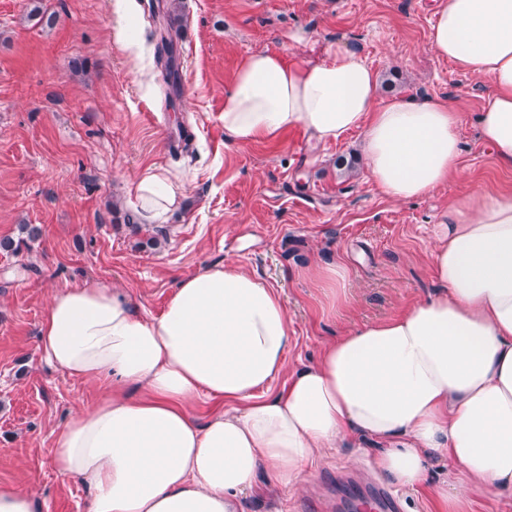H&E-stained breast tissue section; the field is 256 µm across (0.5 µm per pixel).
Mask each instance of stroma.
Returning <instances> with one entry per match:
<instances>
[{"label": "stroma", "instance_id": "1", "mask_svg": "<svg viewBox=\"0 0 512 512\" xmlns=\"http://www.w3.org/2000/svg\"><path fill=\"white\" fill-rule=\"evenodd\" d=\"M113 0H0V487L28 492L36 512H84L89 496L58 476L52 450L73 412L101 386L43 360L39 324L51 294L102 282L138 312L161 315L178 281L235 261L273 286L288 311L287 367L313 364L350 328L391 317L438 291L433 227L461 195L512 190L479 137L489 82L428 47L435 0H156L176 38L157 56L155 25L137 0L135 63L114 39ZM308 31L298 43L291 32ZM360 49L379 96L453 101L463 116L458 173L427 196L395 202L366 175L360 131L315 144L301 129L276 144L224 134V92L249 54L316 57ZM157 166L188 198L162 229L124 204V186ZM38 230L29 238L28 227ZM342 260L348 299L328 308L308 263ZM244 494L241 512H348L390 486L371 447L336 448L298 488Z\"/></svg>", "mask_w": 512, "mask_h": 512}]
</instances>
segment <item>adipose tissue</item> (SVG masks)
<instances>
[{
	"label": "adipose tissue",
	"instance_id": "obj_1",
	"mask_svg": "<svg viewBox=\"0 0 512 512\" xmlns=\"http://www.w3.org/2000/svg\"><path fill=\"white\" fill-rule=\"evenodd\" d=\"M429 47L489 81L479 134L512 166V0H436ZM223 120L234 142L299 127L324 144L362 131L366 173L396 202L447 183L460 152L452 102L380 99L375 71L349 47L316 59L248 55ZM184 190L182 177L149 166L126 193L144 223L163 224ZM430 258L437 295L351 329L293 371L279 293L234 263L180 280L157 317L104 283L54 292L39 325L44 360L107 384L59 430L57 474L89 486L86 512H237L258 471L296 488L328 449L369 440L381 473L411 490L432 485L448 507L474 488L512 493V191L459 197ZM304 275L345 300L342 262ZM281 376L283 389L264 396ZM202 397L221 406L203 425L191 411ZM432 454L448 460L435 482Z\"/></svg>",
	"mask_w": 512,
	"mask_h": 512
}]
</instances>
